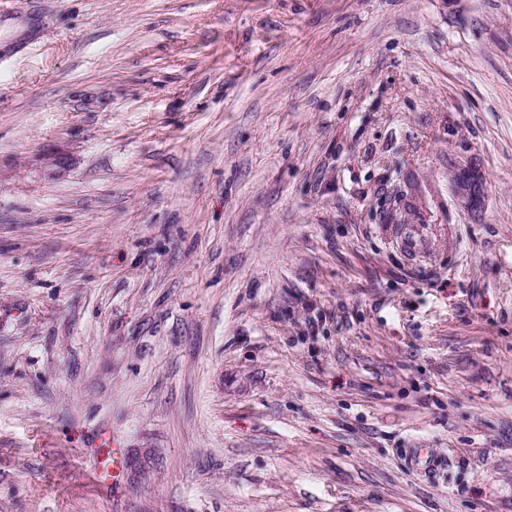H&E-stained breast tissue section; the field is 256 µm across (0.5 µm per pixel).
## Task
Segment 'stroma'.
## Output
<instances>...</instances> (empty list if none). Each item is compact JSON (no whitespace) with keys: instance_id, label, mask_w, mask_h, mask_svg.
Masks as SVG:
<instances>
[{"instance_id":"1","label":"stroma","mask_w":512,"mask_h":512,"mask_svg":"<svg viewBox=\"0 0 512 512\" xmlns=\"http://www.w3.org/2000/svg\"><path fill=\"white\" fill-rule=\"evenodd\" d=\"M0 512H512V0H0ZM485 181L483 174L467 165L458 167L450 175L453 193L467 211L479 209L484 194ZM412 211H414V208L411 206V204H407V207L404 209V211L400 212L398 224H410L408 221L413 219L412 216L414 213ZM401 234L403 235L402 243L407 250L415 252L419 249V239L423 235V228L421 226L413 224H410V226H404V228L401 230Z\"/></svg>"}]
</instances>
